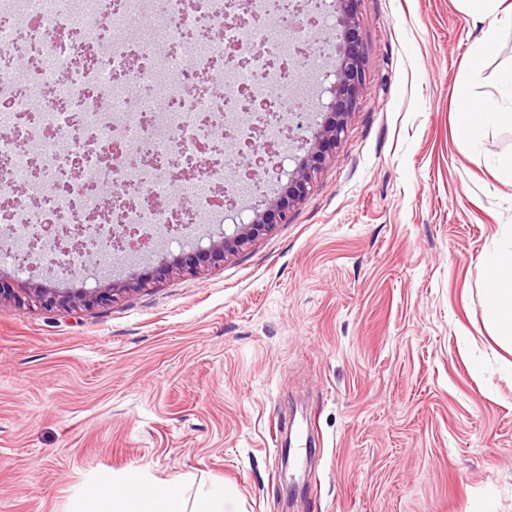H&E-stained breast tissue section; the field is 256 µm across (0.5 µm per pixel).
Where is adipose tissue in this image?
Listing matches in <instances>:
<instances>
[{
	"mask_svg": "<svg viewBox=\"0 0 512 512\" xmlns=\"http://www.w3.org/2000/svg\"><path fill=\"white\" fill-rule=\"evenodd\" d=\"M482 26L468 51L466 69L458 77V88L465 93L472 77L491 67L498 54L500 24L512 17V0H470ZM505 88L499 100L467 98L455 114V134L460 146L480 143L491 128L512 126V69L501 72ZM486 278L481 290L485 318L498 330L500 345L512 350V246L486 253L482 259ZM179 481L165 484L139 474H117L112 480L92 488L93 499L103 502L105 512H180Z\"/></svg>",
	"mask_w": 512,
	"mask_h": 512,
	"instance_id": "adipose-tissue-1",
	"label": "adipose tissue"
}]
</instances>
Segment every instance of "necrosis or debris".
Returning <instances> with one entry per match:
<instances>
[{"instance_id":"1","label":"necrosis or debris","mask_w":512,"mask_h":512,"mask_svg":"<svg viewBox=\"0 0 512 512\" xmlns=\"http://www.w3.org/2000/svg\"><path fill=\"white\" fill-rule=\"evenodd\" d=\"M148 2L0 0V212L17 230V263H28L40 224L69 225L99 244L122 224L166 236L174 213L192 205L223 213V201L189 186L169 205L149 200L175 177L182 152L198 154L197 182L207 183L213 142L248 129L242 88L268 112L307 122L293 99L265 89L289 39L280 18L241 28L225 21L230 0H166L160 14ZM231 43L254 61L227 84L217 75ZM133 84L165 107L131 94ZM131 192L147 205L113 207Z\"/></svg>"}]
</instances>
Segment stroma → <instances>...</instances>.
I'll list each match as a JSON object with an SVG mask.
<instances>
[{
	"label": "stroma",
	"mask_w": 512,
	"mask_h": 512,
	"mask_svg": "<svg viewBox=\"0 0 512 512\" xmlns=\"http://www.w3.org/2000/svg\"><path fill=\"white\" fill-rule=\"evenodd\" d=\"M364 92L288 223L109 307L0 303V512H90L119 473L181 479L182 512H512V379L482 255L512 237V128L461 148L459 0H360ZM512 29L473 98L502 95ZM75 263L91 288L233 233ZM488 367L474 378L471 359ZM314 446L282 468L284 438Z\"/></svg>",
	"instance_id": "35a3bbf8"
}]
</instances>
